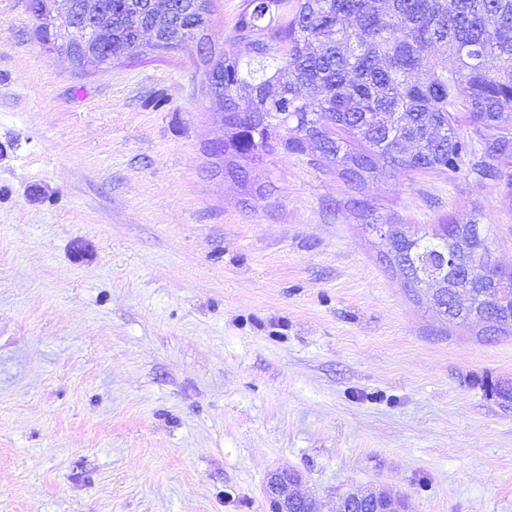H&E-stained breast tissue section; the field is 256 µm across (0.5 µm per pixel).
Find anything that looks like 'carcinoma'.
Here are the masks:
<instances>
[{"label": "carcinoma", "instance_id": "1", "mask_svg": "<svg viewBox=\"0 0 512 512\" xmlns=\"http://www.w3.org/2000/svg\"><path fill=\"white\" fill-rule=\"evenodd\" d=\"M37 31L78 68L105 71L122 58L180 46V29L211 23L210 0H112L97 53H83L42 0H29ZM153 29L156 40L144 42ZM227 44L244 43L248 59L209 44L200 55L205 95L224 114V176L248 186L246 165L277 150L329 160L347 185L386 168L457 172L464 163L500 184L512 202V0H244ZM442 63L426 65L428 55ZM468 126L480 149L461 133ZM489 226L448 221L416 234L400 226L383 239L404 288L417 291L436 273L449 320L479 335H512V271L478 264L468 304L453 288L456 270L479 258Z\"/></svg>", "mask_w": 512, "mask_h": 512}]
</instances>
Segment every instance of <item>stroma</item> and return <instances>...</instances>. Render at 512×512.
Masks as SVG:
<instances>
[{
    "label": "stroma",
    "mask_w": 512,
    "mask_h": 512,
    "mask_svg": "<svg viewBox=\"0 0 512 512\" xmlns=\"http://www.w3.org/2000/svg\"><path fill=\"white\" fill-rule=\"evenodd\" d=\"M0 0V512H265L276 469L334 512H512V335L448 322L355 206L478 218L468 167L354 189L278 153L225 179L195 43L82 74ZM351 501L363 502L364 512H406L405 500L391 490L371 488L368 491L353 493L344 492L339 495V506L336 512H351L347 504Z\"/></svg>",
    "instance_id": "stroma-1"
}]
</instances>
